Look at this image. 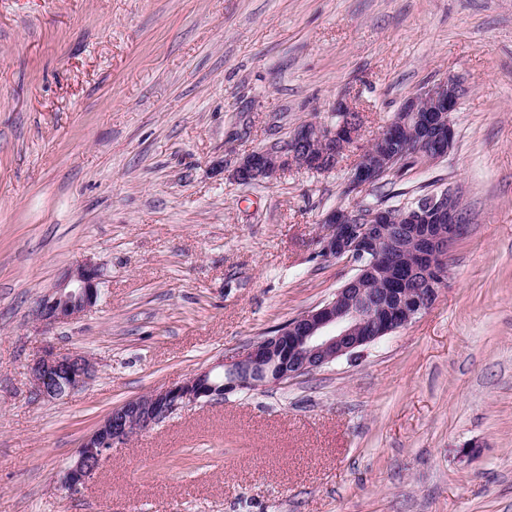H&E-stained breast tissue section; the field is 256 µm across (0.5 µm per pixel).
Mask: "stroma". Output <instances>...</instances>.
<instances>
[{
  "instance_id": "stroma-1",
  "label": "stroma",
  "mask_w": 512,
  "mask_h": 512,
  "mask_svg": "<svg viewBox=\"0 0 512 512\" xmlns=\"http://www.w3.org/2000/svg\"><path fill=\"white\" fill-rule=\"evenodd\" d=\"M462 77L455 141L389 205L458 191L435 304L358 359L189 407L59 476L113 407L231 360L330 299L315 256L350 169L425 83ZM362 117L335 170L248 187L240 158ZM81 318L41 297L84 259ZM91 358L36 396L45 344ZM512 512V0H0V512ZM100 266L91 260L78 263L38 302L36 317L49 329L78 319L95 306L103 283Z\"/></svg>"
}]
</instances>
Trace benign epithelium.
I'll return each mask as SVG.
<instances>
[{"label":"benign epithelium","instance_id":"benign-epithelium-1","mask_svg":"<svg viewBox=\"0 0 512 512\" xmlns=\"http://www.w3.org/2000/svg\"><path fill=\"white\" fill-rule=\"evenodd\" d=\"M464 93L455 78L427 84L398 109V115L376 135L378 143L388 137L390 127L403 125L431 112L437 124L448 127L453 141L451 114ZM350 142L359 130L346 123L309 122L302 125L288 143L262 148L243 156L234 170L237 181H273L288 168L296 166L315 172H329L338 165L331 151L318 161L296 157L319 145L336 144L341 133ZM394 156L372 154L359 158L353 166L350 187L357 193L389 172ZM467 214L458 193L448 187L438 192L429 207L396 210L358 204L348 209L333 208L322 219L324 232L320 251L332 258H345L355 267L354 276L338 288L332 299L288 320L270 336L253 342L247 350L229 362L219 361L182 381L149 392L115 407L104 420L85 435L72 462L62 471L61 485L73 495L97 473L112 448L127 443L132 435L148 430L179 411L194 405L224 401L234 391L256 390L288 384L306 373L316 371L343 357L353 358L368 346L407 326L436 300L437 284L447 272L440 269L429 278L433 268L421 271L430 288L415 293L405 288H387L377 295L359 287L361 280L374 273L381 258L397 247L398 236L408 235L418 254L446 261L447 253L458 238ZM103 283L100 266L90 260L78 263L38 302L36 317L49 329L81 317L95 306ZM96 366L78 353H59L48 345L30 365V380L35 393L49 399H61L92 380Z\"/></svg>","mask_w":512,"mask_h":512}]
</instances>
